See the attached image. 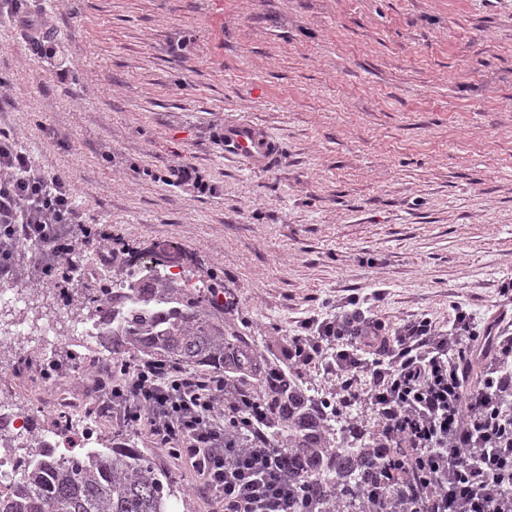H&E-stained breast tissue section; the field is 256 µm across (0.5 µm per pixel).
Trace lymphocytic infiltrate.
Instances as JSON below:
<instances>
[{
    "instance_id": "1",
    "label": "lymphocytic infiltrate",
    "mask_w": 512,
    "mask_h": 512,
    "mask_svg": "<svg viewBox=\"0 0 512 512\" xmlns=\"http://www.w3.org/2000/svg\"><path fill=\"white\" fill-rule=\"evenodd\" d=\"M0 19L19 25L35 58L56 57L42 0H0ZM79 221L68 181L38 172L16 132L0 127V276L15 274L16 249L33 242L47 254L43 273L71 285L83 254L65 228ZM288 360L335 377L334 401L370 407L397 452L403 478L370 494V512H512V318L478 324L460 310L446 331L427 317L391 325L352 297L289 337ZM112 375L111 405L90 406L89 417L116 409L123 427L170 449L214 512H305L253 401L223 373L131 358L113 362ZM243 431L246 444L231 447Z\"/></svg>"
}]
</instances>
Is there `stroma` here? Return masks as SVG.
<instances>
[{
	"label": "stroma",
	"mask_w": 512,
	"mask_h": 512,
	"mask_svg": "<svg viewBox=\"0 0 512 512\" xmlns=\"http://www.w3.org/2000/svg\"><path fill=\"white\" fill-rule=\"evenodd\" d=\"M55 63L35 59L0 21V126L35 167L65 174L85 223L140 260L181 253L183 279L212 275L234 319L277 353L330 303L359 297L376 318L422 316L449 329L456 308L490 317L512 281V0H57ZM73 66L61 81L59 65ZM249 121L279 142L257 169L215 136ZM193 165L212 194L153 182L143 168ZM86 245L68 294L21 249L1 278L26 303L0 306V328L25 318L32 357L111 361L49 312L84 311L118 266ZM47 397L0 386V411L42 417ZM107 435L115 418L97 419ZM126 434V433H123ZM177 484L170 512H212L196 477L146 434H126Z\"/></svg>",
	"instance_id": "1"
}]
</instances>
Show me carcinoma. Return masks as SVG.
Masks as SVG:
<instances>
[{"instance_id": "obj_1", "label": "carcinoma", "mask_w": 512, "mask_h": 512, "mask_svg": "<svg viewBox=\"0 0 512 512\" xmlns=\"http://www.w3.org/2000/svg\"><path fill=\"white\" fill-rule=\"evenodd\" d=\"M95 341L112 355L128 352L224 373V383L254 396L273 447L302 480L309 512H368L366 490L385 474L390 447L357 416L305 386L288 354L266 355L226 319L235 307L221 283L188 291L161 271L131 273L120 288L87 300ZM117 436L75 458L50 453L0 494V512H168L173 476Z\"/></svg>"}]
</instances>
